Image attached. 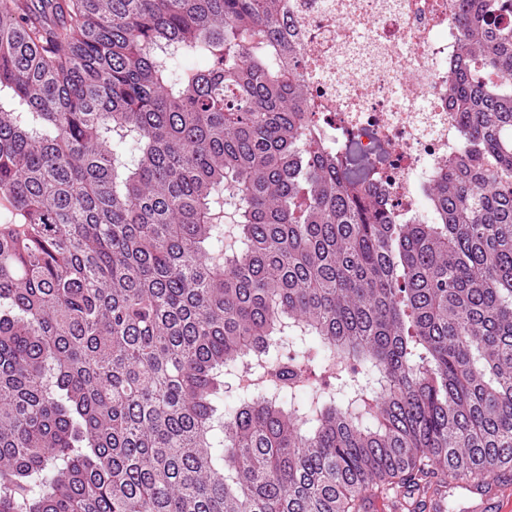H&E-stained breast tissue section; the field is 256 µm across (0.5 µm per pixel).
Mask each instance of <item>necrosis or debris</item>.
<instances>
[{"label":"necrosis or debris","mask_w":512,"mask_h":512,"mask_svg":"<svg viewBox=\"0 0 512 512\" xmlns=\"http://www.w3.org/2000/svg\"><path fill=\"white\" fill-rule=\"evenodd\" d=\"M455 0H287L324 140L374 161L383 200L420 216L419 188L462 146L441 84L459 55Z\"/></svg>","instance_id":"1"}]
</instances>
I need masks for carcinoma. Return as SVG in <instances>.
Instances as JSON below:
<instances>
[{
    "instance_id": "cac0c4a2",
    "label": "carcinoma",
    "mask_w": 512,
    "mask_h": 512,
    "mask_svg": "<svg viewBox=\"0 0 512 512\" xmlns=\"http://www.w3.org/2000/svg\"><path fill=\"white\" fill-rule=\"evenodd\" d=\"M286 2L0 0V512H363L512 463V0H455L418 221L323 143ZM290 325L357 374L217 415Z\"/></svg>"
}]
</instances>
